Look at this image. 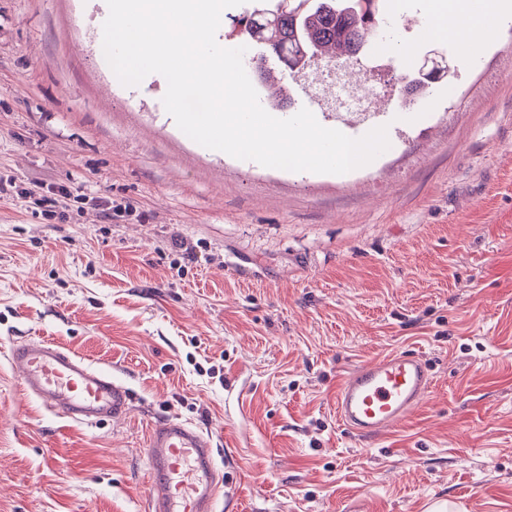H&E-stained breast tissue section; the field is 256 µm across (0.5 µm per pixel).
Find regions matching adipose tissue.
<instances>
[{"label": "adipose tissue", "mask_w": 512, "mask_h": 512, "mask_svg": "<svg viewBox=\"0 0 512 512\" xmlns=\"http://www.w3.org/2000/svg\"><path fill=\"white\" fill-rule=\"evenodd\" d=\"M512 9L503 0H483L474 8L472 0H427V35L458 38L465 51H473Z\"/></svg>", "instance_id": "ef3b65f1"}]
</instances>
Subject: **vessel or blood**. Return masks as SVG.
Listing matches in <instances>:
<instances>
[{
  "label": "vessel or blood",
  "mask_w": 512,
  "mask_h": 512,
  "mask_svg": "<svg viewBox=\"0 0 512 512\" xmlns=\"http://www.w3.org/2000/svg\"><path fill=\"white\" fill-rule=\"evenodd\" d=\"M10 358L27 395L72 421L95 424L124 416L131 393L111 370L95 366L44 339L12 346ZM426 361L411 351H393L359 366L336 386L338 422L352 435L373 438L400 424L431 391ZM151 463L150 512H217L229 472L215 463L212 434L195 423L162 419L146 441Z\"/></svg>",
  "instance_id": "vessel-or-blood-1"
}]
</instances>
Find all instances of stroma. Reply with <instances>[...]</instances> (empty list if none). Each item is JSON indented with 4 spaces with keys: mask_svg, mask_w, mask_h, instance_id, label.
Here are the masks:
<instances>
[{
    "mask_svg": "<svg viewBox=\"0 0 512 512\" xmlns=\"http://www.w3.org/2000/svg\"><path fill=\"white\" fill-rule=\"evenodd\" d=\"M385 3L397 85L432 49L453 75L373 122L316 112L388 128L335 175L189 138L163 76L109 67L104 0H0V512H149L163 418L244 474L227 512H512V17L469 55L427 38L425 0ZM31 338L111 369L127 415L26 395L10 349ZM392 350L434 390L358 440L336 385Z\"/></svg>",
    "mask_w": 512,
    "mask_h": 512,
    "instance_id": "stroma-1",
    "label": "stroma"
}]
</instances>
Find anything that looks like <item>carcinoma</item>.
Listing matches in <instances>:
<instances>
[{"mask_svg":"<svg viewBox=\"0 0 512 512\" xmlns=\"http://www.w3.org/2000/svg\"><path fill=\"white\" fill-rule=\"evenodd\" d=\"M284 1L285 10L255 8L233 20L242 35L262 45L254 65L265 86L275 66H285L299 80L320 63L339 66L367 58L387 20L381 0H372L366 11L353 8L352 0H278Z\"/></svg>","mask_w":512,"mask_h":512,"instance_id":"carcinoma-1","label":"carcinoma"}]
</instances>
